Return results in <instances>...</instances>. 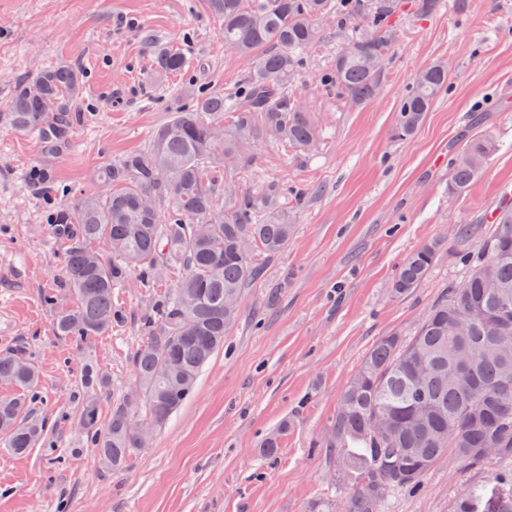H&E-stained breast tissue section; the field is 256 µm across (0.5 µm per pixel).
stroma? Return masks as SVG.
<instances>
[{"instance_id":"stroma-1","label":"stroma","mask_w":512,"mask_h":512,"mask_svg":"<svg viewBox=\"0 0 512 512\" xmlns=\"http://www.w3.org/2000/svg\"><path fill=\"white\" fill-rule=\"evenodd\" d=\"M442 2L427 19H400L379 92L364 103L321 87L342 44L335 21H323V39L293 83L321 128L317 152L267 139L239 175L250 190L280 180L304 191L294 233L280 255L263 259L261 281L246 290L194 393L114 475L99 468L75 414L92 395L109 416L133 387L132 357L166 288L141 287L131 272L114 292L109 333L86 344L57 336L56 314L76 301L47 217L99 191L100 168L145 148L152 130L188 105L185 87L234 92L246 63L225 48L224 20L208 0H0V111L16 82L45 67L68 61L85 72L65 141L49 148L0 124V353L23 349L37 366L31 413L49 425L28 454L0 447V512H305L338 494L319 443L345 384L381 336L412 332L462 279L454 228L512 190V112L500 109L512 102V0ZM153 40L185 49L191 67L156 73ZM437 62L448 66V91L412 136L394 138L402 96ZM478 136L496 145L488 168L449 199L448 154ZM431 241L440 249L429 276L392 295L400 263ZM92 373L107 386L89 381ZM277 431L279 455L265 459L260 443ZM498 470L444 456L384 512H451L462 491Z\"/></svg>"}]
</instances>
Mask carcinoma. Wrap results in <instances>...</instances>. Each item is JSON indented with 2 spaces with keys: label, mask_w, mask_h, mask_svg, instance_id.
<instances>
[{
  "label": "carcinoma",
  "mask_w": 512,
  "mask_h": 512,
  "mask_svg": "<svg viewBox=\"0 0 512 512\" xmlns=\"http://www.w3.org/2000/svg\"><path fill=\"white\" fill-rule=\"evenodd\" d=\"M224 18V46L249 63L241 89L188 88L191 103L152 133L146 148L104 166L102 190L50 215L64 245L63 277L76 306L58 313V336L84 343L112 330L114 289L139 272L143 285L169 279L174 288L154 303L147 339L132 360L135 392L112 404L106 427L94 397L78 422L97 463L121 473L145 446L138 424L162 427L190 397L207 362L234 326L246 289L259 280L258 253L280 254L293 233L283 199L288 184L240 188L235 175L252 160L245 148L265 138L314 151L319 126L295 97L292 81L308 65L322 34L319 21L336 19L343 32L360 30L336 51L319 76L338 99L360 103L379 91L383 63L398 40L391 23L400 0H209ZM157 68L181 73L187 53L150 42ZM84 79L60 62L19 81L8 111L16 133L40 131L52 143L68 130V112ZM448 89V68L421 71L400 100L394 136L404 139ZM495 151L475 137L450 158L448 197L464 195ZM454 229L465 277L448 285L410 336L392 332L368 351L346 384L320 443L345 491L316 499L307 512H383L397 491L420 487L451 452L469 466L498 463V481L460 494L453 512H512V200ZM109 244L112 256L93 248ZM479 250H471L473 243ZM439 243H427L398 267L391 291L404 295L430 273ZM38 370L22 351L0 353V381L16 393L0 397V442L29 452L47 435L30 417L29 392Z\"/></svg>",
  "instance_id": "carcinoma-1"
}]
</instances>
